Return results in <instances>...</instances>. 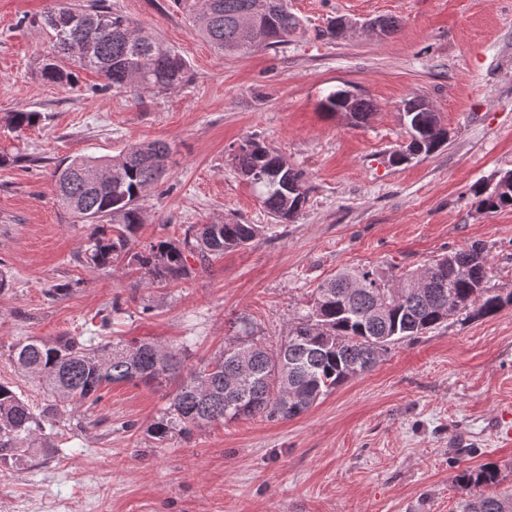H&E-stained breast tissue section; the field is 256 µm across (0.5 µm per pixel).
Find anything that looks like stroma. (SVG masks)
<instances>
[{
    "label": "stroma",
    "instance_id": "stroma-1",
    "mask_svg": "<svg viewBox=\"0 0 512 512\" xmlns=\"http://www.w3.org/2000/svg\"><path fill=\"white\" fill-rule=\"evenodd\" d=\"M108 2L181 54L185 85L116 91L91 72L71 87L45 82L36 68L49 44L36 20L52 0H0V117L45 115L20 137L0 131V148L17 142L39 158L0 167V269L12 276L0 291V382L43 403L7 359L30 336L170 348L189 337L194 369L244 322L280 342L314 288L342 269L398 274L475 242L493 284L512 289V209L483 212L474 197L512 172V0H288L301 35L231 57L197 36L174 0ZM339 17L358 27L329 38ZM376 17L400 26L383 38L360 29ZM342 88L375 102L366 124L322 110ZM413 97L438 112L448 140L394 165ZM251 137L303 174L309 198L293 223L164 288L123 260L86 266L91 227L53 198L63 159L167 143V173L142 201L145 245L183 239L191 224L269 222L231 161ZM178 384H115L63 413L49 456L0 467V512H462L475 495L512 492V443L500 437L512 426V304L396 344L296 418H242L161 446L148 428ZM486 464L497 484L458 482Z\"/></svg>",
    "mask_w": 512,
    "mask_h": 512
}]
</instances>
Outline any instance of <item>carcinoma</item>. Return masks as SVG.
Masks as SVG:
<instances>
[{
  "instance_id": "cac0c4a2",
  "label": "carcinoma",
  "mask_w": 512,
  "mask_h": 512,
  "mask_svg": "<svg viewBox=\"0 0 512 512\" xmlns=\"http://www.w3.org/2000/svg\"><path fill=\"white\" fill-rule=\"evenodd\" d=\"M194 30L216 51L235 55L256 48L276 49L300 33V20L286 0H268L259 28L245 30L241 19L255 0H174ZM40 26L51 51L38 73L48 82L71 84L74 69L92 70L116 90L172 91L184 83L187 66L174 49L151 32L131 25L105 0L82 8L59 3L44 12ZM350 122L360 126L373 114L363 97L351 102ZM411 141L391 162H408L406 154L424 149L427 140L447 134L438 113L405 112ZM37 110L8 112L4 127L21 132L37 125ZM168 149L160 142L137 143L117 156L76 155L54 171L57 205L83 224L93 226L84 260L104 270L121 258L142 272L152 285L164 286L204 271L227 250L251 244L265 232L263 224L217 222L187 227L180 241L158 240L135 249L144 215L139 201L167 171ZM40 158L18 149L0 151V166L34 164ZM239 175L254 188L262 207L278 224L293 222L305 207L309 188L262 142L249 139L233 155ZM478 206L487 211L512 207V187L503 191L474 189ZM196 261L193 266L190 261ZM467 268L450 282L452 265ZM491 271L484 247L443 255L424 272L386 276L372 267L344 271L323 281L306 308L290 319L288 334L272 349L247 327L224 343V351L197 370L174 393L170 406L150 428L160 444L172 434H190L211 424L243 417L290 420L308 411L349 378L372 369L391 346L437 328L449 318L487 317L512 302V290L490 285ZM191 344L179 350L155 342L128 346L93 345L78 336L27 339L9 349L8 359L23 377L38 380L47 403L32 406L14 386L0 383V467L21 469L33 453L54 448L46 429L54 428L60 409L102 398L103 387L115 383L161 386L184 369ZM491 466L466 470L459 480L480 486L496 480ZM463 512H512V493L480 495Z\"/></svg>"
}]
</instances>
